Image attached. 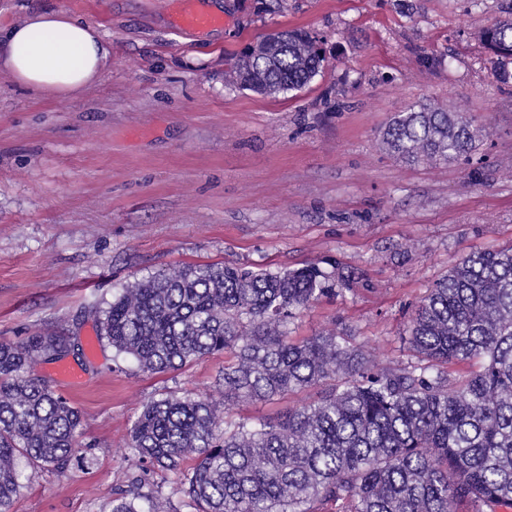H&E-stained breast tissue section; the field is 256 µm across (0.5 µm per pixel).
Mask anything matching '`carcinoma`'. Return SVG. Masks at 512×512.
<instances>
[{"label": "carcinoma", "mask_w": 512, "mask_h": 512, "mask_svg": "<svg viewBox=\"0 0 512 512\" xmlns=\"http://www.w3.org/2000/svg\"><path fill=\"white\" fill-rule=\"evenodd\" d=\"M495 74L512 82V10L481 31ZM224 81L277 96L320 72L318 40L291 29L227 59ZM465 113L420 103L385 125L387 149L413 163L476 149ZM316 265L273 272L189 264L120 288L97 335L146 371H175L224 353V393L266 401L308 388L317 400L273 421L235 422L206 398L148 402L128 447L141 474L178 473L194 512H506L512 509V245L471 253L416 307L408 344L418 362L374 371L344 331L294 338L290 320L335 292ZM72 345L43 332L0 342V512L23 488L16 459L63 473L78 449L80 411L26 376ZM460 364L469 369H457ZM112 512H177L172 497L123 493Z\"/></svg>", "instance_id": "1"}]
</instances>
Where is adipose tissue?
<instances>
[{"mask_svg":"<svg viewBox=\"0 0 512 512\" xmlns=\"http://www.w3.org/2000/svg\"><path fill=\"white\" fill-rule=\"evenodd\" d=\"M110 55L95 27L63 10L26 14L0 36V73L60 99L98 81Z\"/></svg>","mask_w":512,"mask_h":512,"instance_id":"ef3b65f1","label":"adipose tissue"}]
</instances>
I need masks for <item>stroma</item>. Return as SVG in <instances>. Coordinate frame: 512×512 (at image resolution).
Returning <instances> with one entry per match:
<instances>
[{
  "label": "stroma",
  "instance_id": "1",
  "mask_svg": "<svg viewBox=\"0 0 512 512\" xmlns=\"http://www.w3.org/2000/svg\"><path fill=\"white\" fill-rule=\"evenodd\" d=\"M220 27L177 31L187 5ZM504 0H0V30L62 9L98 29L110 68L67 100L0 73V341L44 330L77 337L83 465L57 475L21 463L11 512H111L136 475L131 426L149 398L220 402L223 355L142 372L96 339L92 306L123 285L186 264L273 271L319 263L352 290L303 310L290 329L336 327L375 368L415 356L416 304L466 255L512 245V87L497 82L480 31ZM321 38L320 73L296 95L224 84V55L270 31ZM478 119L470 162L411 165L380 132L419 100ZM317 396L228 403L270 420ZM225 401V400H224Z\"/></svg>",
  "mask_w": 512,
  "mask_h": 512
}]
</instances>
